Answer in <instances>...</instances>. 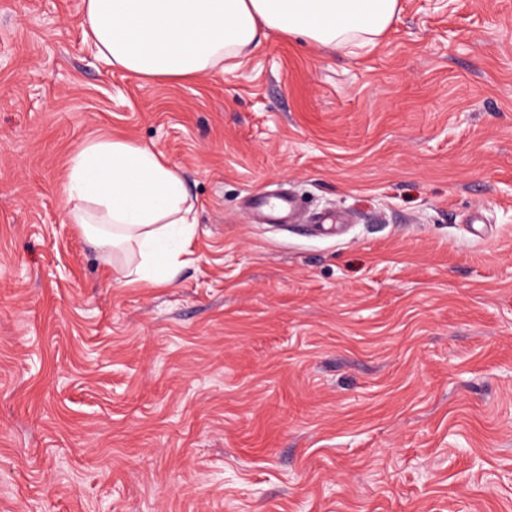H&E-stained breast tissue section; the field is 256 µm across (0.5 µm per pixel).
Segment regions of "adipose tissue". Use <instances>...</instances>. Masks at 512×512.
I'll use <instances>...</instances> for the list:
<instances>
[{"mask_svg":"<svg viewBox=\"0 0 512 512\" xmlns=\"http://www.w3.org/2000/svg\"><path fill=\"white\" fill-rule=\"evenodd\" d=\"M399 0H82L84 36L112 67L178 80L238 59L275 31L332 50L373 43ZM70 219L88 240L130 255L125 283H169L197 228L196 203L155 150L87 141L67 173Z\"/></svg>","mask_w":512,"mask_h":512,"instance_id":"obj_1","label":"adipose tissue"}]
</instances>
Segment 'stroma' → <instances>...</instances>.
<instances>
[{"instance_id": "35a3bbf8", "label": "stroma", "mask_w": 512, "mask_h": 512, "mask_svg": "<svg viewBox=\"0 0 512 512\" xmlns=\"http://www.w3.org/2000/svg\"><path fill=\"white\" fill-rule=\"evenodd\" d=\"M80 16L0 0V512H512V0L180 80ZM101 136L197 203L170 284L115 283L68 217ZM278 187L300 223H255Z\"/></svg>"}]
</instances>
